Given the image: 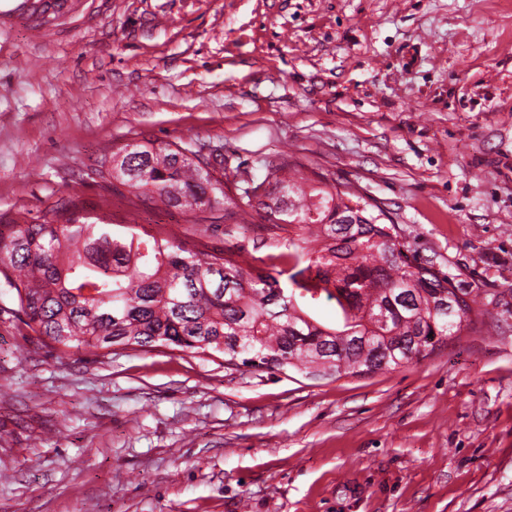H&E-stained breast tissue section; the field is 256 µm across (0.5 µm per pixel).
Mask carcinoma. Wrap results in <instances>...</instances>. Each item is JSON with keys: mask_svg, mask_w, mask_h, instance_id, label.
<instances>
[{"mask_svg": "<svg viewBox=\"0 0 512 512\" xmlns=\"http://www.w3.org/2000/svg\"><path fill=\"white\" fill-rule=\"evenodd\" d=\"M195 155L177 144H137L121 157L103 154L92 174L195 224L220 207L234 224L257 213L267 238L250 249H190L163 225L139 234L100 217L81 221L72 201L47 206L35 223L0 224V278L44 343L63 354H220L305 374L323 360L340 376L416 361L482 319L474 299L441 307L453 283L395 241V224L350 186L310 183L283 158L235 193L224 161L202 165ZM263 248L277 249L285 267L257 266ZM323 298L335 301L332 323L312 314Z\"/></svg>", "mask_w": 512, "mask_h": 512, "instance_id": "carcinoma-1", "label": "carcinoma"}]
</instances>
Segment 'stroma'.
<instances>
[{"mask_svg":"<svg viewBox=\"0 0 512 512\" xmlns=\"http://www.w3.org/2000/svg\"><path fill=\"white\" fill-rule=\"evenodd\" d=\"M349 183L485 316L393 370L312 378L160 348L65 356L0 283V512H512V0H64L0 25V222L174 208L101 153ZM108 211H101L103 199ZM192 244L238 234L206 212Z\"/></svg>","mask_w":512,"mask_h":512,"instance_id":"obj_1","label":"stroma"}]
</instances>
